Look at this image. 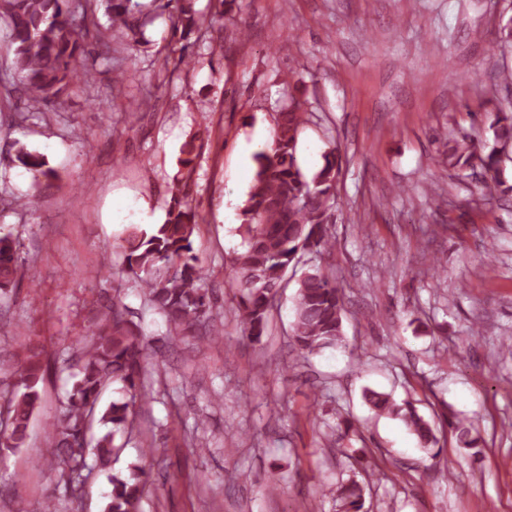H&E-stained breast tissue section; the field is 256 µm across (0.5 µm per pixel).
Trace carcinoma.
<instances>
[{
    "instance_id": "carcinoma-1",
    "label": "carcinoma",
    "mask_w": 512,
    "mask_h": 512,
    "mask_svg": "<svg viewBox=\"0 0 512 512\" xmlns=\"http://www.w3.org/2000/svg\"><path fill=\"white\" fill-rule=\"evenodd\" d=\"M147 10L138 0H0V25L12 48L9 68L15 80H0V107L13 106L22 97L49 106L68 97L73 88L93 77L87 66L90 46L109 47L112 37L123 35L135 42L159 15H167L174 32L185 41L179 65H193L190 49L211 32L217 16L195 8V0H152ZM512 41V19L499 29L497 42L489 44L488 57L498 45ZM491 120L495 146L484 152L464 140L448 146V164L479 172L477 192L485 198L495 191L505 195L512 186L499 178L503 155L498 146L512 143V113L499 110L485 115ZM309 121L304 103L291 99L274 117L270 147L255 155L253 183L242 210V250L231 258L228 287L233 290L237 325L252 342L269 335L277 296L286 288L285 272L298 265L308 252H331L336 238L331 232L330 201L335 198V150L325 155L324 165L312 175L298 165L297 145L302 126ZM16 160L32 173L31 193L18 201L21 209L33 207L42 189L56 178L43 155L19 140L11 143ZM201 144L196 137L180 149L179 176L171 187L172 205L162 224L131 225L127 235L112 248V302L98 315L91 336L72 348L69 361L78 380L66 393L56 420L47 430L46 455L41 465L54 470L79 500L85 474L106 466L135 433L142 401L155 383L147 367L149 341L139 324L127 317L119 300L123 278L138 281L151 308L164 318L170 332L196 341L213 339L224 332V316L217 309L214 291L207 288L204 267L194 253L192 238L202 218L192 205V175ZM27 259L12 234L0 235V296L9 295L24 279ZM345 289L336 273L305 274L295 298L292 340L301 354L337 347L343 342L342 314ZM51 370L45 348L32 349L14 380L0 391L7 408L0 422V447L24 445L28 428L43 399L42 385ZM121 385L123 397L104 408L105 389ZM364 399L378 414L395 415L417 437L421 448L438 456L436 430L413 403H397L390 394L368 390ZM463 448H473V426L462 419L448 420ZM143 471L136 465L129 473L109 476L112 485L105 512H139L144 493ZM340 512H362L363 488L351 480L336 485Z\"/></svg>"
}]
</instances>
